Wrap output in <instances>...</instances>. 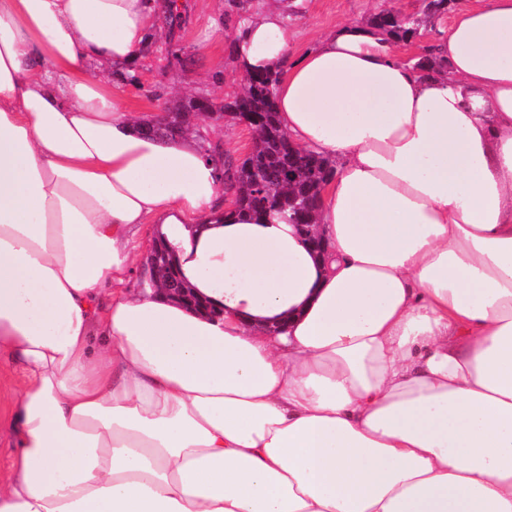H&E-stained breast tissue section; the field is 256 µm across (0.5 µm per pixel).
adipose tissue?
Wrapping results in <instances>:
<instances>
[{
  "label": "adipose tissue",
  "mask_w": 512,
  "mask_h": 512,
  "mask_svg": "<svg viewBox=\"0 0 512 512\" xmlns=\"http://www.w3.org/2000/svg\"><path fill=\"white\" fill-rule=\"evenodd\" d=\"M300 5L234 63L337 164L321 255L90 75L137 68L156 0H0V512H512V0L459 10L439 74L356 23L289 62ZM139 224L221 317L126 288ZM19 369L10 361L0 357V412L7 413L11 401L20 388Z\"/></svg>",
  "instance_id": "adipose-tissue-1"
}]
</instances>
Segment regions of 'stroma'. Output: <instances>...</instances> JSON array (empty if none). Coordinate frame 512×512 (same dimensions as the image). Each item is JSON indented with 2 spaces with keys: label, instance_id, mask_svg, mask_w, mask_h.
<instances>
[{
  "label": "stroma",
  "instance_id": "stroma-1",
  "mask_svg": "<svg viewBox=\"0 0 512 512\" xmlns=\"http://www.w3.org/2000/svg\"><path fill=\"white\" fill-rule=\"evenodd\" d=\"M187 2L191 19L183 36L186 54L181 66L161 67L159 41L145 46L138 67L139 83L125 88L130 111L151 116L201 93L221 101L240 91L243 73L230 54L235 34L232 25L224 21L227 0ZM421 5V0H305L303 12L288 22V58L296 60L315 47L320 36L338 23L366 24L377 7L416 13ZM216 28L221 29V37H212ZM201 129L236 160L243 159L253 145L252 130L228 118L202 123Z\"/></svg>",
  "mask_w": 512,
  "mask_h": 512
}]
</instances>
